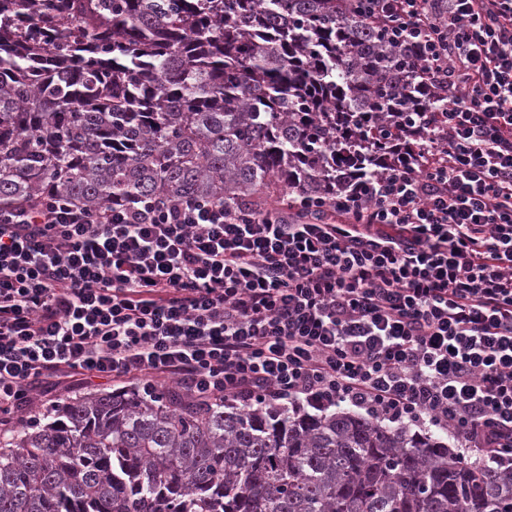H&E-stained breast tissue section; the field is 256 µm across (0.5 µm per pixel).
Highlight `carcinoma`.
<instances>
[{"instance_id":"cac0c4a2","label":"carcinoma","mask_w":512,"mask_h":512,"mask_svg":"<svg viewBox=\"0 0 512 512\" xmlns=\"http://www.w3.org/2000/svg\"><path fill=\"white\" fill-rule=\"evenodd\" d=\"M414 56L347 0H0V209L334 201ZM0 512H512V469L341 407L69 398L0 439Z\"/></svg>"}]
</instances>
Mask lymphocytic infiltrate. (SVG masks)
Segmentation results:
<instances>
[{
	"label": "lymphocytic infiltrate",
	"mask_w": 512,
	"mask_h": 512,
	"mask_svg": "<svg viewBox=\"0 0 512 512\" xmlns=\"http://www.w3.org/2000/svg\"><path fill=\"white\" fill-rule=\"evenodd\" d=\"M355 2L412 50L425 105L336 202L0 212L1 434L105 377L349 404L512 467V0Z\"/></svg>",
	"instance_id": "1"
}]
</instances>
